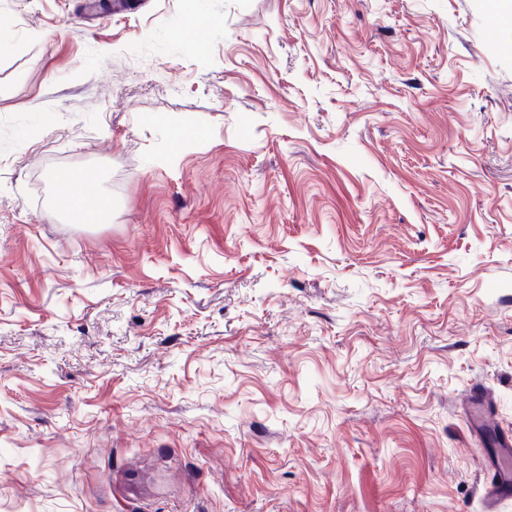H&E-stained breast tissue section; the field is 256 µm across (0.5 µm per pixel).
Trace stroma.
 I'll use <instances>...</instances> for the list:
<instances>
[{"mask_svg":"<svg viewBox=\"0 0 512 512\" xmlns=\"http://www.w3.org/2000/svg\"><path fill=\"white\" fill-rule=\"evenodd\" d=\"M0 0V512H481L512 428V36L484 0ZM87 167L112 220L45 199Z\"/></svg>","mask_w":512,"mask_h":512,"instance_id":"1","label":"stroma"}]
</instances>
